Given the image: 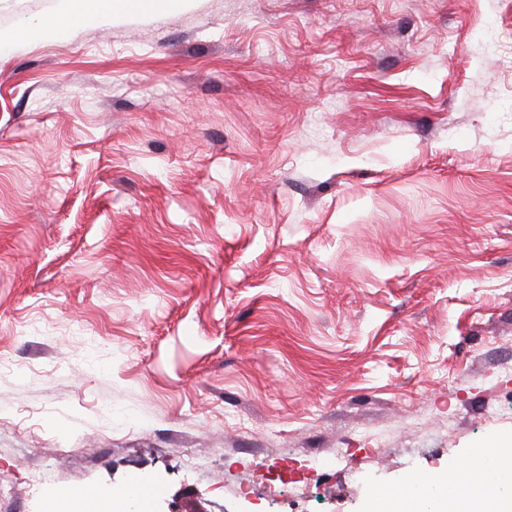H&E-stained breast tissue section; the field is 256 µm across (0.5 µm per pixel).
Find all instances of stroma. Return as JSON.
I'll return each instance as SVG.
<instances>
[{"instance_id":"35a3bbf8","label":"stroma","mask_w":512,"mask_h":512,"mask_svg":"<svg viewBox=\"0 0 512 512\" xmlns=\"http://www.w3.org/2000/svg\"><path fill=\"white\" fill-rule=\"evenodd\" d=\"M0 0L11 512H367L512 437V0ZM68 8L59 14L49 15L39 20L31 29L30 35L38 38H56L63 35L72 23H100L112 18L114 4L122 2L123 11L128 14L146 13L155 0H68Z\"/></svg>"}]
</instances>
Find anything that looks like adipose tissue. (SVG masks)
Instances as JSON below:
<instances>
[{"label": "adipose tissue", "instance_id": "obj_1", "mask_svg": "<svg viewBox=\"0 0 512 512\" xmlns=\"http://www.w3.org/2000/svg\"><path fill=\"white\" fill-rule=\"evenodd\" d=\"M112 0H68L67 9L39 20L31 36L56 38L72 23H100L115 12ZM491 453L473 452L467 468L475 478L467 495L454 490L452 473L425 478L424 484L436 488L439 497L434 505H426L416 494L401 485L386 486L384 493L372 496L368 512H512V447L495 439Z\"/></svg>", "mask_w": 512, "mask_h": 512}]
</instances>
